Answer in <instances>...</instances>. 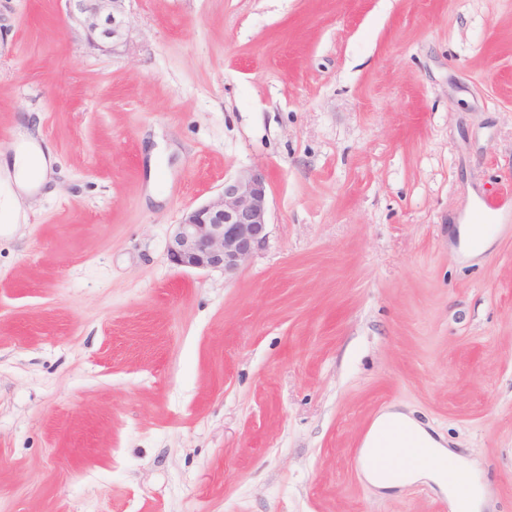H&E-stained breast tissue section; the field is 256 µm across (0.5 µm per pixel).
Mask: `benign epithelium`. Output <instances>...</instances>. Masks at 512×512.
Segmentation results:
<instances>
[{
    "label": "benign epithelium",
    "instance_id": "benign-epithelium-1",
    "mask_svg": "<svg viewBox=\"0 0 512 512\" xmlns=\"http://www.w3.org/2000/svg\"><path fill=\"white\" fill-rule=\"evenodd\" d=\"M126 2L66 0L69 17L102 47L126 41ZM266 183L263 170H244L224 179L208 202L186 209L169 236L170 262L185 269L236 273L269 238Z\"/></svg>",
    "mask_w": 512,
    "mask_h": 512
}]
</instances>
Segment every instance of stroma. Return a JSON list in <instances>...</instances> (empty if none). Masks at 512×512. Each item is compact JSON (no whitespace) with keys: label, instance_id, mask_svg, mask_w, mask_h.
<instances>
[{"label":"stroma","instance_id":"obj_1","mask_svg":"<svg viewBox=\"0 0 512 512\" xmlns=\"http://www.w3.org/2000/svg\"><path fill=\"white\" fill-rule=\"evenodd\" d=\"M94 47L0 0V512H448L372 487L395 407L512 512V0H130ZM268 175L235 275L175 267L183 212ZM506 193L489 249L451 238ZM22 148L12 162L13 179L19 193L3 198L6 213L17 218L23 210V196L43 187L49 180L52 162L46 159L35 138L27 131L21 132Z\"/></svg>","mask_w":512,"mask_h":512}]
</instances>
